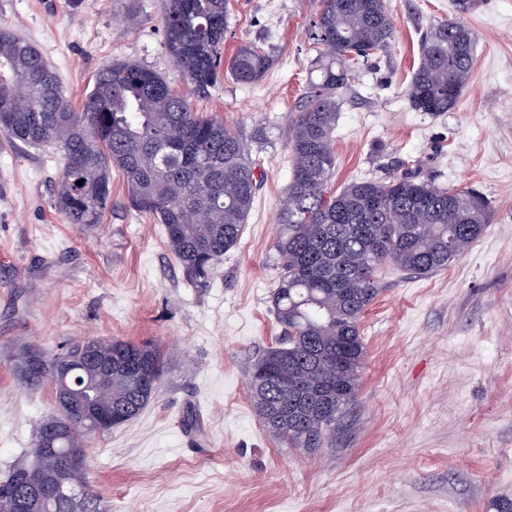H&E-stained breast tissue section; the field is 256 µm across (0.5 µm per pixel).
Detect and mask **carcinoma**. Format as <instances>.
<instances>
[{
    "instance_id": "1",
    "label": "carcinoma",
    "mask_w": 512,
    "mask_h": 512,
    "mask_svg": "<svg viewBox=\"0 0 512 512\" xmlns=\"http://www.w3.org/2000/svg\"><path fill=\"white\" fill-rule=\"evenodd\" d=\"M228 0H167L165 48L185 76L189 93L174 91L147 65L117 60L99 71L82 110L65 97L57 74L28 40L0 29V134L22 144H53L63 152L54 209L71 224H100L112 205V170L127 177V205L164 225L167 245L196 288L207 286L224 253L239 242L258 180L249 147L216 118L197 112L224 74L253 85L274 64L270 52L240 46L224 63ZM395 37L387 0H324L309 30L316 72L289 129L292 166L279 213L273 260L279 269L272 295L281 327L279 345L263 351L248 375L252 406L266 430L290 448L324 447L354 404L365 356L360 320L381 290L386 264L428 276L461 257L490 223L488 200L475 188H454L393 175L355 180L329 191L336 169L332 137L344 91L356 65L389 51ZM477 35L445 21L423 37L419 64L407 90L418 112H448L460 99L473 66ZM82 185H77V182ZM112 358V374L91 393L112 408L119 427L137 416L161 383L166 358L152 342L94 341ZM53 354L36 345L13 347L9 361L31 390L54 383L33 376L31 359ZM64 434L41 449L50 426ZM97 434L74 407L56 413L34 433L35 467L45 481L75 459L71 481L78 502L55 512H106L87 489L86 440ZM0 478V502L13 508L15 473Z\"/></svg>"
}]
</instances>
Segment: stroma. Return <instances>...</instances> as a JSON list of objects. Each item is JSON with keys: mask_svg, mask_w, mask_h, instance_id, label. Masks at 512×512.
Masks as SVG:
<instances>
[{"mask_svg": "<svg viewBox=\"0 0 512 512\" xmlns=\"http://www.w3.org/2000/svg\"><path fill=\"white\" fill-rule=\"evenodd\" d=\"M388 0L395 40L358 65L336 121L332 189L405 175L475 187L492 221L448 269L385 268L364 312L355 404L315 453L286 448L254 411V360L281 328L271 296L279 203L290 178L288 129L314 56L308 28L322 0H228L224 57L275 45L257 84L223 79L201 114L252 141L262 178L238 245L204 288L189 286L163 225L127 208L112 174V207L81 228L53 205L57 147L0 136V475L33 463L35 424L51 386L20 384L8 346L49 352L86 339L151 341L168 352L161 384L133 420L94 435L92 491L108 512H496L512 495V0ZM165 0H0V28L34 44L80 108L116 60L187 85L164 47ZM456 18L477 35L470 80L447 112L405 95L430 28Z\"/></svg>", "mask_w": 512, "mask_h": 512, "instance_id": "obj_1", "label": "stroma"}]
</instances>
